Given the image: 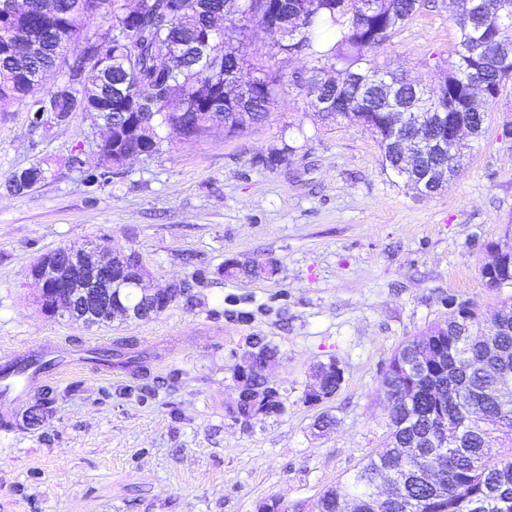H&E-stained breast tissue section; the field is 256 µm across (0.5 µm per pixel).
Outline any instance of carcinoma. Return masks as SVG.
<instances>
[{"label": "carcinoma", "instance_id": "cac0c4a2", "mask_svg": "<svg viewBox=\"0 0 512 512\" xmlns=\"http://www.w3.org/2000/svg\"><path fill=\"white\" fill-rule=\"evenodd\" d=\"M248 0H0V31L24 32L32 52L21 53L0 36V111L23 103L35 129L47 128L39 114H52L64 122L75 112L93 105L87 91L73 83L82 76L88 87L101 83L104 102L110 104L111 124L138 122L148 132L136 145L144 157L156 154L163 142L205 135L212 124L211 106L198 96V86L225 87L233 76L239 92L224 97V131L238 134V111L243 95L252 99L251 120L266 118L281 79L243 58L227 55L220 44L228 36H243L254 23H262L271 48L302 54L309 62L313 85L327 86L335 112H354L376 136L384 173L401 177L402 160L394 134L417 143L419 166L451 169L452 156L428 149L429 142L452 125L468 121L485 133L487 113L454 112L448 103H461L471 86L481 84L487 105L495 104L503 83L512 78V53L501 54L500 45L512 39V0H483L481 11L456 14L457 37L448 68L440 71L438 87L429 89L380 65L379 49L432 0H269L268 17ZM108 45L118 62L99 77L93 57L97 42ZM59 76L58 84L44 90V76ZM405 112H424L427 122L416 128L405 124ZM108 172L85 171L90 186L103 187L123 166L122 148L106 141L100 146ZM43 162L12 173L6 188L15 194L32 189L43 179ZM512 240V224L504 240L495 244L497 260L482 268L487 287L512 285V250H500ZM125 300L141 302L126 277L113 272ZM497 326L493 335L498 355L487 358V345L475 339L460 351L457 342L468 325ZM132 342L96 353L95 362L131 367ZM268 360L278 351L260 336L247 338ZM512 374V304H504L487 317L474 303L465 315L451 310L448 319L407 341L394 355L381 380L383 388L399 400L400 411L388 410L387 446L351 473L336 489L325 491L315 512H512V442L493 448L494 434L512 430V391L500 387L503 373ZM343 379L341 370L324 378L318 396L332 397ZM247 382L252 398L234 409L235 418L247 422L258 415L280 416L286 406L280 388L250 370ZM381 484L397 486L391 499L378 501L374 490Z\"/></svg>", "mask_w": 512, "mask_h": 512}]
</instances>
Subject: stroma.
Listing matches in <instances>:
<instances>
[{"instance_id": "1", "label": "stroma", "mask_w": 512, "mask_h": 512, "mask_svg": "<svg viewBox=\"0 0 512 512\" xmlns=\"http://www.w3.org/2000/svg\"><path fill=\"white\" fill-rule=\"evenodd\" d=\"M456 35L451 0H438L378 60L430 84ZM226 48L284 80L266 119L234 137L218 126L164 142L101 188L67 164L77 150L97 163L103 130L92 114L34 129L24 106L0 112V364L49 340L84 352L130 340L148 372L63 366L21 404L1 405L0 512H258L272 500L311 512L386 446L380 379L402 343L444 322L449 298L487 312L512 302V288H487L480 273L487 244L512 222V80L464 168L421 196L383 174L363 126L327 125L308 109L304 56L276 53L256 25ZM287 146L286 162L262 165ZM38 160L41 182L8 192V176ZM105 241L139 254L148 287L187 281L189 297L141 320L47 317L31 265ZM269 260L275 276L224 275L225 264ZM250 336L276 347L271 380L287 410L245 426L230 410ZM329 362L343 373L339 389L306 402L315 366ZM325 416L332 425L319 427Z\"/></svg>"}]
</instances>
